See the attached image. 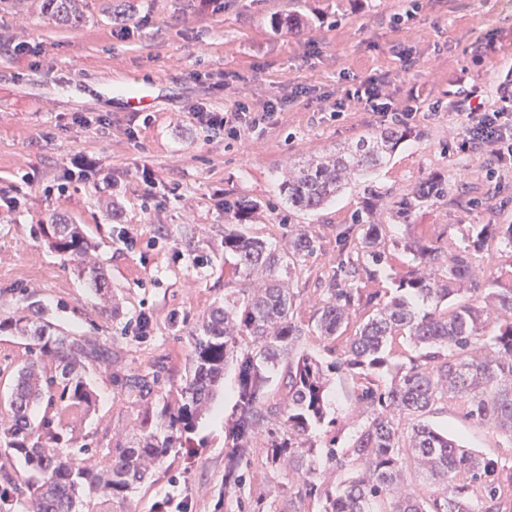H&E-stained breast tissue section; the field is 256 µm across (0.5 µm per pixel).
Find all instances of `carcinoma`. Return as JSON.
Wrapping results in <instances>:
<instances>
[{
  "instance_id": "carcinoma-1",
  "label": "carcinoma",
  "mask_w": 512,
  "mask_h": 512,
  "mask_svg": "<svg viewBox=\"0 0 512 512\" xmlns=\"http://www.w3.org/2000/svg\"><path fill=\"white\" fill-rule=\"evenodd\" d=\"M42 14L73 27L83 17V0H45ZM400 140L398 131L388 130L292 167L282 187L288 204L298 210L323 207L349 178L384 164ZM447 195L441 182H425L404 202L403 211ZM361 226L356 258L349 261L345 277L327 282L322 305L306 322L294 319L295 295L282 273L316 252L310 227L288 225V248L281 251L224 229V253L234 257L243 287L212 304L188 329L191 351L181 401L145 416L132 445L116 449L98 470L79 465L57 433L34 425L30 410L46 396L67 408L90 407L92 393L81 369L112 361V349L91 336L65 334L37 300L0 319V332L28 341L35 355L17 370L10 420L0 430L6 447L23 458L33 479L19 487L3 473L0 512L19 506L26 512H79L86 491L107 502L137 488L152 466L183 447V438L223 384L224 367L246 338L251 345L239 361L237 417L228 430L231 448L224 471V499H235L238 512H271L272 505L244 500L240 493L249 477L254 431L272 415L278 430L267 431L265 459L271 467L286 465L299 474L300 483L288 487L290 502L314 501L319 512H512V457L466 448L425 420L437 405L453 400L466 419L493 426L512 444V285L498 288L495 280V287H484L470 262V250L488 241L512 249V224H479L475 236L445 249L432 240L413 241L410 250L424 271L402 276L385 301L377 290L365 294L353 287L362 261L386 259L382 225L368 211ZM40 233L112 308L106 273L89 261L94 246L83 227L56 216L40 226ZM463 292L473 300L449 307L448 301ZM489 310L497 314L491 336L484 334ZM309 335L329 344L337 360L326 367L298 351L302 337ZM405 341L414 354L401 361ZM46 357L54 360L57 373L46 370ZM283 363L285 394L269 408L265 390ZM336 369L354 381L366 419L343 447L334 432L325 447L307 448L305 436L312 427L335 424L327 420L326 387L327 372ZM159 382L157 372L126 378L128 390L140 395ZM403 419L409 421L405 430ZM329 474L336 476V484L327 480ZM412 479L417 486L405 487Z\"/></svg>"
}]
</instances>
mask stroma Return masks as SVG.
Returning a JSON list of instances; mask_svg holds the SVG:
<instances>
[{"mask_svg":"<svg viewBox=\"0 0 512 512\" xmlns=\"http://www.w3.org/2000/svg\"><path fill=\"white\" fill-rule=\"evenodd\" d=\"M223 2L215 12L202 0H137L142 22L120 39L111 0H90L74 29L34 11L30 0H0V30L52 46L46 56L0 52V189L17 199L11 223L0 222V317L31 296L64 332L111 347V362L86 370L90 410L45 401L32 409L34 421L61 438L79 435L73 455L85 466L132 441L145 412L178 399L191 345L176 321L194 324L241 286L234 258L224 254L225 225L277 248L287 245L289 225L310 226L320 249L289 279L295 314L305 321L357 242L355 217L366 209L383 226L387 254L357 280L370 291L393 290L394 276L419 269L407 248L418 237L446 245L473 224H512V165L458 146L471 86L484 89L487 106L512 113V0ZM292 12L304 20L300 29L286 24ZM218 72L227 74V89L212 87L209 76ZM375 74L385 75L397 109L409 106L411 89L420 90L412 118L396 123L353 100L335 112L346 87ZM129 79L151 88L152 108L127 110L119 87ZM201 100L226 111L277 100L282 109L235 140L193 125L188 108ZM79 114L88 125L75 124ZM131 122L133 140L124 133ZM390 129L403 138L384 165L349 181L322 209H289L281 191L289 166ZM76 155L97 167L70 180L65 169ZM142 164L153 171L154 187L142 182ZM430 180L447 184V198L401 213L407 194ZM55 215L82 225L95 242L116 312L105 313L94 289L41 237L40 225ZM472 263L480 280L512 284V253L497 244L473 249ZM142 315L149 326L141 335L135 321ZM29 357L24 340L0 332V428L10 419L15 373ZM159 362L166 373L152 394L130 393L127 375ZM237 374L229 362L223 388L190 436V453H171L125 497H87L83 512H155L173 486L186 512H215ZM327 411L348 439L360 416L344 372L330 379ZM427 419L465 447H506L491 426L464 420L454 404L437 406ZM266 438L262 429L252 439L245 494L286 512L297 477L265 465Z\"/></svg>","mask_w":512,"mask_h":512,"instance_id":"1","label":"stroma"}]
</instances>
